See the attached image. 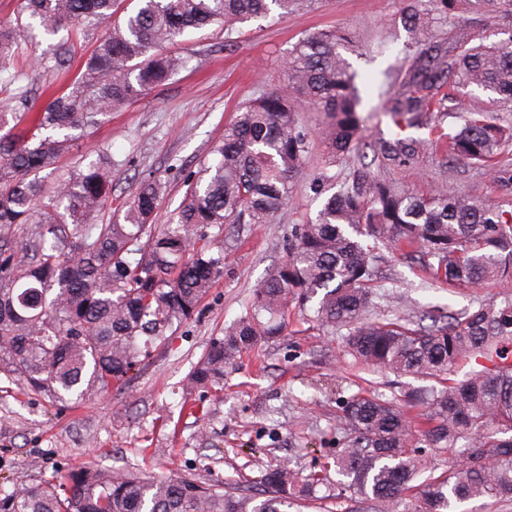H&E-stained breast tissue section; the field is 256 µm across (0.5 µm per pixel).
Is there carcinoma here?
Listing matches in <instances>:
<instances>
[{"mask_svg":"<svg viewBox=\"0 0 512 512\" xmlns=\"http://www.w3.org/2000/svg\"><path fill=\"white\" fill-rule=\"evenodd\" d=\"M313 0H22L26 25L49 35L66 25L96 29L120 22L82 55L83 72L42 111L1 112L0 130V374L35 393L63 401L112 391L166 340L176 322L194 317L224 273V226L264 224L288 206L291 189L308 181L310 140L301 103L325 112L319 134L325 166L311 181L331 189L336 161L352 171L325 199L315 219L294 225L286 259L253 296V314L216 339L190 385L224 395V368L283 328L288 300L319 323L344 327L346 352L399 376L429 381L403 398L354 394L343 401L333 460L336 497L358 499L354 512H455L476 498L512 502V297L475 311L368 319L373 305L376 249L419 255L432 278L450 288L512 282V220L506 212L446 180L426 194L406 189L386 172L416 165L421 141L393 133L364 140L356 74L341 49L349 30L308 35L289 52L280 84L243 104L212 147L172 222L152 223L166 187L140 181L121 205L123 222L99 224L112 209V160L73 166L45 185L78 139L76 132L139 96L160 88L187 64L166 49L189 31L234 26L272 11L291 14ZM403 0L402 21L439 37L390 84L385 111L395 126L419 128L451 100L449 89L475 90L512 102V3L508 38L478 40L443 23L464 0ZM445 139V160L466 163L512 185V124L485 110L461 116ZM370 162H365L367 150ZM217 234H212V231ZM430 323H425V320ZM473 361L466 379L453 378ZM412 448H444L465 464L420 478ZM323 481L291 465L261 472L260 496L204 486L197 480H150L139 474L79 466L54 482L5 490L0 512H297Z\"/></svg>","mask_w":512,"mask_h":512,"instance_id":"carcinoma-1","label":"carcinoma"}]
</instances>
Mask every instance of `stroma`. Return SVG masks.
<instances>
[{
    "label": "stroma",
    "mask_w": 512,
    "mask_h": 512,
    "mask_svg": "<svg viewBox=\"0 0 512 512\" xmlns=\"http://www.w3.org/2000/svg\"><path fill=\"white\" fill-rule=\"evenodd\" d=\"M402 0H317L313 8L240 24L232 35L220 26L186 36L179 46L189 62L168 85L146 93L123 111L87 128L56 174L65 176L78 158L109 147L112 196L127 200L136 184L157 177L167 191L154 221L168 223L182 202L189 176L198 171L224 133L238 106L276 83L289 51L303 36L348 26L358 38L344 52L361 78L407 65L411 36L398 30L378 48L374 38L396 21ZM96 32L82 30L49 36L35 30L19 37L11 57L0 60V108L41 111V87L62 88L79 73L78 64L54 69L56 48L72 40L76 54L91 49ZM19 75L11 85V75ZM454 117L411 129L421 140L417 165L398 168L399 185L428 191L442 156L433 147L439 130ZM448 178L475 198L512 212V189L492 174L449 164ZM322 200L308 186L294 187L288 213L267 224H240L224 231V275L211 288L192 320L174 326L166 343L136 366L125 386L77 403L54 402L28 391L20 382L0 379V483L6 487L52 480L77 466L133 471L156 477L192 476L207 484L254 486L261 471L292 461L306 473L336 451L340 400L360 392L391 395L400 378L391 371L354 363L341 331L326 328L311 313L288 305L279 336L262 339L254 351L224 370V398L188 391L195 364L213 338L244 316L253 292L286 258L292 225L289 212L312 218ZM377 315H395L400 299L433 313L448 308H478L512 294L504 289L451 288L434 281L414 260L387 251L378 266ZM204 407L181 413L185 397Z\"/></svg>",
    "instance_id": "obj_1"
}]
</instances>
